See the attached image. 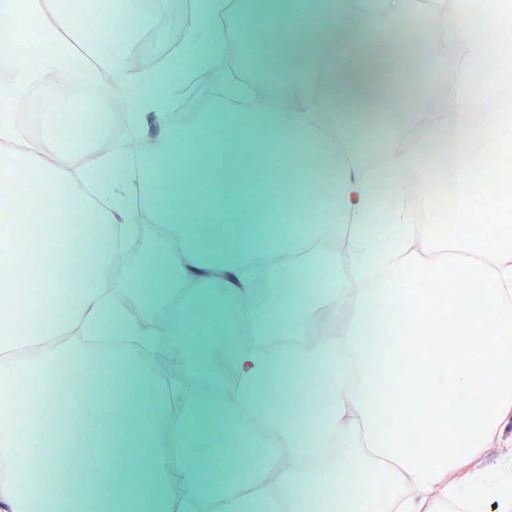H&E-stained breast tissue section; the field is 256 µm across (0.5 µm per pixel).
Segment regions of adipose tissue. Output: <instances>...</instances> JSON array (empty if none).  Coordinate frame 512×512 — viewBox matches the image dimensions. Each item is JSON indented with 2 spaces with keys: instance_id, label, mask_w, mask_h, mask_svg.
<instances>
[{
  "instance_id": "adipose-tissue-1",
  "label": "adipose tissue",
  "mask_w": 512,
  "mask_h": 512,
  "mask_svg": "<svg viewBox=\"0 0 512 512\" xmlns=\"http://www.w3.org/2000/svg\"><path fill=\"white\" fill-rule=\"evenodd\" d=\"M499 2L459 0L450 22L412 0H191L169 66L132 72L59 0H0L14 23L0 45V512H512V226L470 221L512 177V114L470 107L512 83V45L468 18L498 24ZM423 27L464 48L467 77L429 81L448 60L434 44L414 54L406 35ZM255 29L277 78H230L171 111L223 62L225 34ZM108 79L139 91L123 165L103 148ZM36 95L32 126L18 110ZM378 145L374 176L361 149ZM20 183L37 215L14 206ZM412 187L450 221L419 223ZM127 237L152 254L118 269ZM259 282L273 300L256 301ZM325 312L329 333L306 344ZM157 318L181 340L177 375L85 343L108 326L166 349L141 326ZM271 334L287 358L265 351ZM477 336L493 365L473 358ZM325 448L333 463L302 468ZM201 454L224 471L208 495Z\"/></svg>"
}]
</instances>
